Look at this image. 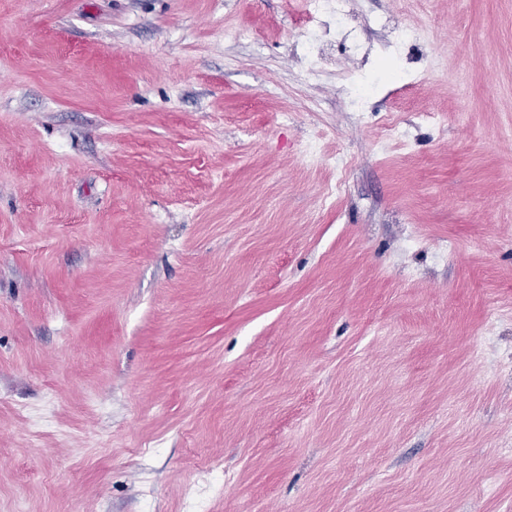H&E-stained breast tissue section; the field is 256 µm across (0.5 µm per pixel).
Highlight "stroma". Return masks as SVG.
<instances>
[{"instance_id": "obj_1", "label": "stroma", "mask_w": 512, "mask_h": 512, "mask_svg": "<svg viewBox=\"0 0 512 512\" xmlns=\"http://www.w3.org/2000/svg\"><path fill=\"white\" fill-rule=\"evenodd\" d=\"M316 24L0 0V512H512V0Z\"/></svg>"}]
</instances>
